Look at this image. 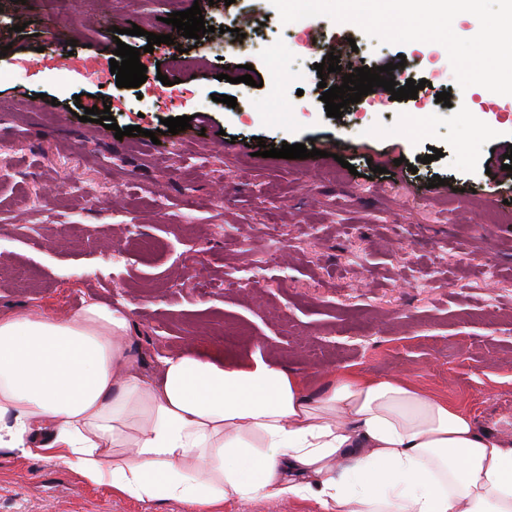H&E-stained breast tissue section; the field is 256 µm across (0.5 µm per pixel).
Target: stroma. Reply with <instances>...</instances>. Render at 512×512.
Listing matches in <instances>:
<instances>
[{
    "mask_svg": "<svg viewBox=\"0 0 512 512\" xmlns=\"http://www.w3.org/2000/svg\"><path fill=\"white\" fill-rule=\"evenodd\" d=\"M195 4L208 33L176 30L145 52L147 33L168 30L164 16ZM23 13L30 22L15 31ZM134 24L142 35H128ZM120 41L139 50L148 91L56 67L58 49L105 64ZM339 41L341 64L401 56L402 79L428 87L402 101L378 87L328 116L315 66ZM0 47V307L123 303L149 371L190 342L228 360L259 349L313 382L354 364L512 434V100L459 88L442 45L382 43L326 16L285 24L270 0H73L63 24L45 0H0ZM178 54L185 80L162 84L158 64ZM443 91L451 105L437 102ZM103 104L141 134L79 121L78 106ZM177 116L190 127L152 143L148 131ZM308 142L317 156L257 154ZM433 147L441 157L422 163ZM0 512L185 507L0 449Z\"/></svg>",
    "mask_w": 512,
    "mask_h": 512,
    "instance_id": "35a3bbf8",
    "label": "stroma"
}]
</instances>
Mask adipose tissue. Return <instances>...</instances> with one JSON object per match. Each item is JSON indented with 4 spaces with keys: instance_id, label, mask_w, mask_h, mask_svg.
<instances>
[{
    "instance_id": "ef3b65f1",
    "label": "adipose tissue",
    "mask_w": 512,
    "mask_h": 512,
    "mask_svg": "<svg viewBox=\"0 0 512 512\" xmlns=\"http://www.w3.org/2000/svg\"><path fill=\"white\" fill-rule=\"evenodd\" d=\"M119 307L0 309V448L93 485L213 512L300 499L322 512H512V435L413 382L355 366L318 385L256 351L189 346L143 372Z\"/></svg>"
}]
</instances>
